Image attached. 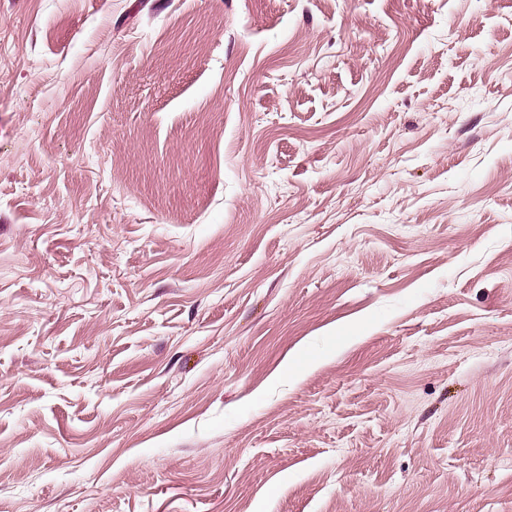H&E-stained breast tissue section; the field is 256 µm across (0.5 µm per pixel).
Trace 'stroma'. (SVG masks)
Here are the masks:
<instances>
[{"mask_svg":"<svg viewBox=\"0 0 512 512\" xmlns=\"http://www.w3.org/2000/svg\"><path fill=\"white\" fill-rule=\"evenodd\" d=\"M0 512H512V0H0Z\"/></svg>","mask_w":512,"mask_h":512,"instance_id":"1","label":"stroma"}]
</instances>
